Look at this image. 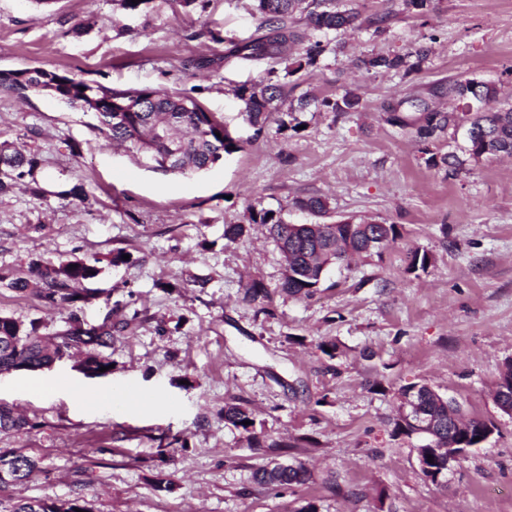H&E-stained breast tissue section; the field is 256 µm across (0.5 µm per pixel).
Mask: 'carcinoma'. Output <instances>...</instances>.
Listing matches in <instances>:
<instances>
[{"instance_id": "cac0c4a2", "label": "carcinoma", "mask_w": 512, "mask_h": 512, "mask_svg": "<svg viewBox=\"0 0 512 512\" xmlns=\"http://www.w3.org/2000/svg\"><path fill=\"white\" fill-rule=\"evenodd\" d=\"M306 11L307 26L314 31L330 32L352 26L358 15L351 8L336 6V0H253V9L260 14L267 32L257 38L236 45L229 54L237 60L271 59L280 68L269 71L268 84L257 91L245 84L236 90L243 102L244 120L256 132H261L274 112L290 114L292 109H282L283 87L288 77L303 69H313L320 64L325 46L311 35L301 32L294 25V14L299 9ZM302 47L296 65L288 64L293 47ZM429 55V48L420 45L405 54H377L364 60L367 69L400 73L406 77L418 73ZM29 77L23 81L13 72H0V89L18 99H30L33 95L48 94L70 111L91 115L97 124L93 128L105 139L122 145L136 159L137 163L150 162L149 168L165 173H199L210 169L224 160V155L241 149L225 129L224 120L216 113L202 107L192 98L165 90L152 88L116 90L102 85H91L74 77L61 75L40 67L23 69ZM448 94L462 103L474 104L472 121L465 133V145L460 153L448 152L427 158V163L437 167L444 165L457 169L463 164L460 155L479 160L483 157H512V106H501L495 86L475 78L457 79L448 84ZM115 103H131L134 112H125L116 121L112 112ZM312 106L325 112H356L360 98L346 92L339 98L317 99L304 94L298 99V107ZM412 127L421 141L438 137L450 131L458 133L454 113L431 111L427 125H413L403 121L401 128ZM180 151L181 161L177 164L168 160L172 151ZM40 164L35 155L0 148V193L12 189L15 183L26 176L34 175ZM293 206L314 217L327 213V204L319 196L298 198ZM250 221L254 224L269 225L274 242L288 263L292 275L284 276L282 289L290 295L310 297L317 290L321 274L327 265L336 264L350 256H372L380 254L398 236L395 224H347L320 223L314 228H290L287 218L281 212L262 210L253 212ZM60 262L56 265H36V279L16 277L9 286L24 292L30 288L51 304L76 302L82 296L74 285L92 280L99 274L97 266L88 261ZM0 336H16L17 344L11 350L0 347V367L19 363L28 368H40L50 363L55 356H62L73 342H80L74 336L48 346L51 339L40 336L36 327L27 328L21 321L0 316ZM419 406L436 417L435 435L444 445L453 442L465 448H477L476 438L484 437L494 429V424L476 418H467L461 410L448 404V398L426 383L421 384ZM252 420L251 413L239 404L224 405V421L245 432L253 428L245 421ZM37 467L35 460L15 452L0 453V472H11V481L26 479ZM259 485H271L284 490L303 485L308 480V470L303 465L285 466L271 461L254 473ZM89 512V509L73 502L68 507L58 506L45 499L21 500L9 512H75V509Z\"/></svg>"}]
</instances>
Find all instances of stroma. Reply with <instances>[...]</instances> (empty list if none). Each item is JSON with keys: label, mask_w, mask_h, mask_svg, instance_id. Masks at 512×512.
I'll return each instance as SVG.
<instances>
[{"label": "stroma", "mask_w": 512, "mask_h": 512, "mask_svg": "<svg viewBox=\"0 0 512 512\" xmlns=\"http://www.w3.org/2000/svg\"><path fill=\"white\" fill-rule=\"evenodd\" d=\"M250 0H206L184 11L153 0L129 17L118 0H0V71L41 67L113 88L178 92L223 114L241 151L209 170L162 173L47 94L0 91V144L41 160L33 180L0 194V315L62 340L74 325H108L104 376L79 371L70 346L49 371L0 376V405L26 428L0 431V452L36 460L0 491V512L30 498L81 500L90 512H512V416L492 393L512 361V158L427 165L449 138L421 142L386 121L448 107V84L478 78L512 101V0H351L355 26L322 35L320 68L284 87L288 101L353 91L356 112L306 109L255 132L236 86L268 78L267 61L224 57L264 32ZM387 15V31L368 21ZM430 43L410 77L366 70L375 54ZM39 183L42 194L31 191ZM80 186L84 200H62ZM324 197L333 218L397 225L381 255L334 267L311 297L282 291V261L254 210ZM247 225L237 240L228 224ZM427 271L408 272L414 250ZM126 261L112 264L114 253ZM97 258V295L48 304L9 288L36 264ZM266 293L246 295L250 282ZM336 346L334 355L321 343ZM426 382L494 433L439 482L420 472L419 435L395 429L398 391ZM121 386L139 405L85 408L77 389ZM253 414L252 432L224 422V404ZM259 436L263 447L251 444ZM303 464L288 491L257 485L271 460Z\"/></svg>", "instance_id": "1"}]
</instances>
